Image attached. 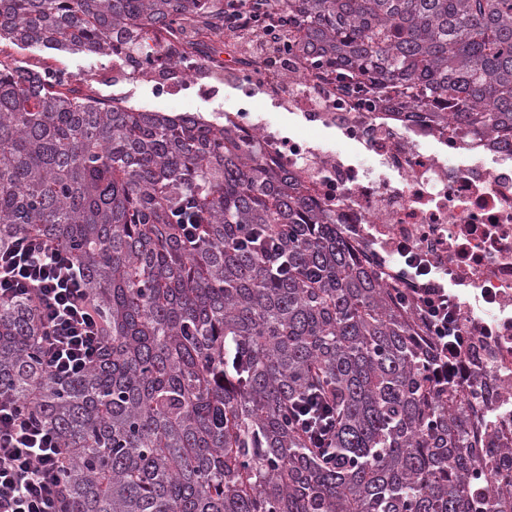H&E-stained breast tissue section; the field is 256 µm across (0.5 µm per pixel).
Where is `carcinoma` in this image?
Segmentation results:
<instances>
[{
    "label": "carcinoma",
    "instance_id": "obj_1",
    "mask_svg": "<svg viewBox=\"0 0 512 512\" xmlns=\"http://www.w3.org/2000/svg\"><path fill=\"white\" fill-rule=\"evenodd\" d=\"M274 7L286 51L352 93L512 139V0ZM174 24L199 54L224 34V0H0V40L119 45L135 73ZM76 82L0 61V249L56 242L101 320L96 362L62 379L38 312L0 306V396L58 435L70 512H512L479 341L461 390L401 289L258 144ZM317 391L336 411L325 454L292 418Z\"/></svg>",
    "mask_w": 512,
    "mask_h": 512
}]
</instances>
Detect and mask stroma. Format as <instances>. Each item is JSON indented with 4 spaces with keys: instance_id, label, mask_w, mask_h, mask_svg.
Returning <instances> with one entry per match:
<instances>
[{
    "instance_id": "1",
    "label": "stroma",
    "mask_w": 512,
    "mask_h": 512,
    "mask_svg": "<svg viewBox=\"0 0 512 512\" xmlns=\"http://www.w3.org/2000/svg\"><path fill=\"white\" fill-rule=\"evenodd\" d=\"M0 50L27 70L38 71L46 66L63 64L69 72L77 75L83 91L108 100H119L138 109L169 115L191 112L212 120L222 116L226 109L242 104L283 129H292L297 124L296 117L289 114L282 103L265 93L259 92L251 99H243L237 85L236 74L224 72L220 67L207 66L199 72L200 82L212 87L209 94H199L194 87H183L162 93L150 81L114 80L112 59L108 56L58 51L37 45L18 46L11 43L5 44Z\"/></svg>"
}]
</instances>
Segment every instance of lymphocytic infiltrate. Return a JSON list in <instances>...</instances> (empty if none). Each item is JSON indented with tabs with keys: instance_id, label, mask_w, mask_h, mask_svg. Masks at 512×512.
<instances>
[{
	"instance_id": "f902f5d3",
	"label": "lymphocytic infiltrate",
	"mask_w": 512,
	"mask_h": 512,
	"mask_svg": "<svg viewBox=\"0 0 512 512\" xmlns=\"http://www.w3.org/2000/svg\"><path fill=\"white\" fill-rule=\"evenodd\" d=\"M256 0H224L239 38L273 45L270 70L282 66L279 52L287 17L259 11ZM391 263L411 281L408 297L426 323L441 357L464 363L470 338L458 296L439 281L433 262L392 245ZM83 276L68 255L42 238L20 237L0 250V304L26 298L40 313L45 330L38 340L51 373L69 378L97 359L102 346L100 320L89 305ZM329 403L317 397L296 413V424L314 448L330 447L333 426ZM65 454L58 435L43 422L0 398V512H68L61 475Z\"/></svg>"
}]
</instances>
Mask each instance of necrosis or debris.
I'll use <instances>...</instances> for the list:
<instances>
[{"instance_id":"obj_1","label":"necrosis or debris","mask_w":512,"mask_h":512,"mask_svg":"<svg viewBox=\"0 0 512 512\" xmlns=\"http://www.w3.org/2000/svg\"><path fill=\"white\" fill-rule=\"evenodd\" d=\"M243 93L254 80L270 94L287 92L288 111L308 129L333 132L328 144L247 112L224 121L260 143L273 167L288 170L312 203L330 213L364 258L385 267V241L430 254L452 287L474 289L462 304L471 335L489 352L486 368L499 386L501 438H512V148L472 138L456 124L432 125L425 112L395 117L378 104L343 92L309 70L302 57L267 70L263 59L240 64Z\"/></svg>"}]
</instances>
